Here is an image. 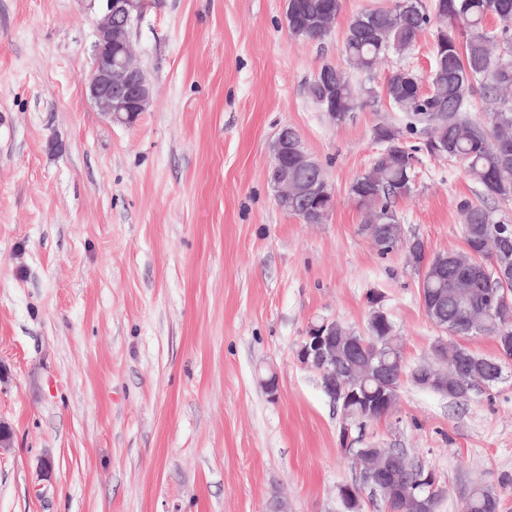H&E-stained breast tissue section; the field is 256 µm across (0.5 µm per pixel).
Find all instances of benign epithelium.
Here are the masks:
<instances>
[{"label":"benign epithelium","instance_id":"obj_1","mask_svg":"<svg viewBox=\"0 0 512 512\" xmlns=\"http://www.w3.org/2000/svg\"><path fill=\"white\" fill-rule=\"evenodd\" d=\"M100 13L95 22V42L86 93L99 110L116 123L134 124L139 115L148 110L152 101L151 84L142 76L141 68L130 58L131 32L141 14L145 0H99ZM303 159L302 153L288 137L283 127L272 144V163L269 182L279 206H299L312 198L334 202V191L325 182L301 187L292 183L291 169ZM490 262L483 265L485 276L497 279L503 286L512 284V264L495 258L494 246H489ZM478 254L466 248V255L444 257L438 263L436 275L442 279L453 272V284L466 288L474 280ZM364 353L363 342L354 332L343 329L334 318H324L308 325L295 351L298 362L318 373L321 388L331 403L346 406L359 400L364 404L362 416L374 417L392 412L404 374L394 371L386 356L375 358L370 369L371 378L383 391V402L373 399L371 393L357 388L361 372L352 369L353 362ZM422 379L430 389L445 386L447 375L443 370L424 366L413 372L412 379ZM341 445L350 453L362 452L368 447L359 423L348 411L341 410ZM413 469L404 453L399 451L388 462L371 473L365 486L388 497L393 491L392 478L402 471Z\"/></svg>","mask_w":512,"mask_h":512}]
</instances>
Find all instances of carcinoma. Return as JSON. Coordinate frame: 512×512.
<instances>
[{"mask_svg": "<svg viewBox=\"0 0 512 512\" xmlns=\"http://www.w3.org/2000/svg\"><path fill=\"white\" fill-rule=\"evenodd\" d=\"M298 23L288 25L296 40H320L325 34L313 26V20L329 13L340 14L342 0H294ZM497 19L502 27L493 29L489 21ZM512 0H435L428 8L422 0H413L403 11L389 8L364 10L354 15L347 26L343 52L348 68L363 73L375 70L378 62L393 51L407 53L415 47L418 36L426 30L434 35L433 51L437 68L430 78L427 93H420L414 72L400 68L387 79L383 93L400 112L406 114L405 131L380 123L374 138L384 148L373 159L367 173L355 178L353 201L363 214L361 231L379 243V253L386 255L403 242L400 220L394 209L397 198L411 192L415 169L409 164L413 150L403 145V133H425V148L433 156L459 160L467 175L482 188L487 199H512ZM480 94L485 116H468L469 99ZM379 94L372 87L358 86L347 68H336V99L324 101L326 112L351 113L374 104ZM448 143L440 152L436 144ZM464 241L496 237L502 251L512 258V224L494 220L483 204H460ZM428 300L445 294L442 319L462 322L470 309L497 304L499 284L476 279L473 287L455 289L437 277L426 278L420 288ZM512 331V307H499L487 321L484 336L498 337ZM366 349L401 353V339L368 321L364 335ZM488 359L473 355L468 349L450 343L448 358L441 367L448 368V392L465 399ZM387 448H370L350 458L354 470L368 472L383 464ZM421 473L412 470L397 474V491L384 501L387 512H417ZM460 512H502L501 494L489 486H474L460 497Z\"/></svg>", "mask_w": 512, "mask_h": 512, "instance_id": "carcinoma-1", "label": "carcinoma"}]
</instances>
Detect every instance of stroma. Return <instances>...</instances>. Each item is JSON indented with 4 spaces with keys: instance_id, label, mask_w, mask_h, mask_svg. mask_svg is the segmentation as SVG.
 <instances>
[{
    "instance_id": "obj_1",
    "label": "stroma",
    "mask_w": 512,
    "mask_h": 512,
    "mask_svg": "<svg viewBox=\"0 0 512 512\" xmlns=\"http://www.w3.org/2000/svg\"><path fill=\"white\" fill-rule=\"evenodd\" d=\"M391 4L344 0L328 37L299 41L284 0H146L131 55L153 101L127 127L85 91L97 0H0V512H346L340 412L294 355L306 327L364 330L377 293L406 370L440 335L405 250L380 255L348 194L403 113L382 98L334 125L308 93L345 66L351 17ZM432 56L427 31L370 84L429 79ZM285 125L334 190L324 223L274 200ZM404 143V238L463 251L479 187ZM366 436L434 471L440 512L473 484L512 512V369L461 401L404 379Z\"/></svg>"
}]
</instances>
